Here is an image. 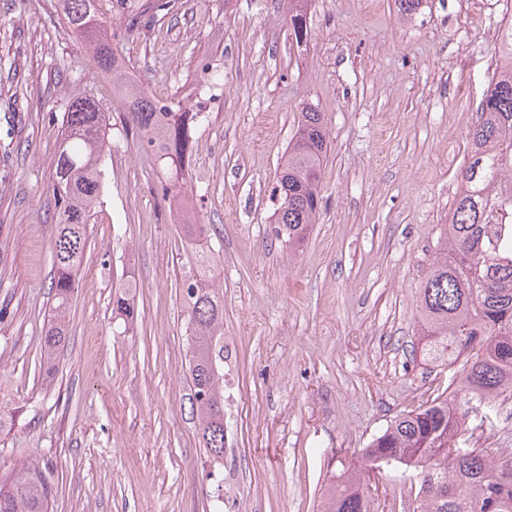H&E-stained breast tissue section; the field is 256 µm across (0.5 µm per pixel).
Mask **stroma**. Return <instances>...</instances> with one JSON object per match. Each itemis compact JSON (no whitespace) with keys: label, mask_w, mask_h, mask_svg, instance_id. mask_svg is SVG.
Segmentation results:
<instances>
[{"label":"stroma","mask_w":512,"mask_h":512,"mask_svg":"<svg viewBox=\"0 0 512 512\" xmlns=\"http://www.w3.org/2000/svg\"><path fill=\"white\" fill-rule=\"evenodd\" d=\"M112 48L158 98L201 103L189 178L224 295V469L217 499L192 412L181 213L56 0H0V475L39 464L52 512H321L339 461L458 381L423 361L419 291L448 220L467 135L498 53L497 0H316L311 38L286 0H180ZM224 74L203 82L202 65ZM109 117L106 186L88 226L69 331L41 365L54 270L57 134L74 96ZM330 133L325 205L300 251L272 232L276 172L301 105ZM134 299L126 323L116 291ZM484 448H512V399ZM378 512H414L410 483L372 478ZM314 0L288 1V32L297 46L306 45L310 37L309 5Z\"/></svg>","instance_id":"obj_1"}]
</instances>
